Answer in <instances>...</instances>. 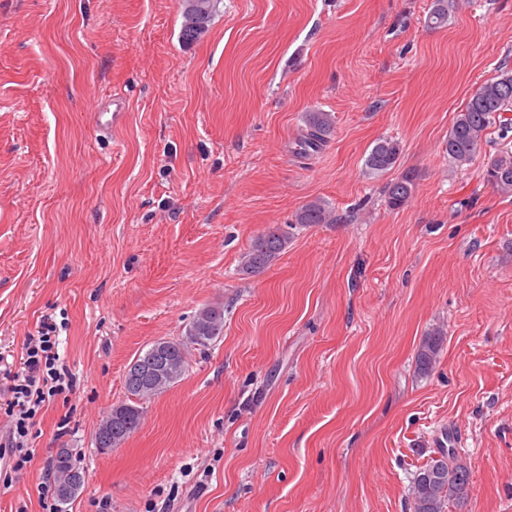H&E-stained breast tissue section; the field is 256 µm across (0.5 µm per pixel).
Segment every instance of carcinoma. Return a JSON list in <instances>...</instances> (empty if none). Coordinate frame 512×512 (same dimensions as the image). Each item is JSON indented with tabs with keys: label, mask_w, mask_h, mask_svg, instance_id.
Here are the masks:
<instances>
[{
	"label": "carcinoma",
	"mask_w": 512,
	"mask_h": 512,
	"mask_svg": "<svg viewBox=\"0 0 512 512\" xmlns=\"http://www.w3.org/2000/svg\"><path fill=\"white\" fill-rule=\"evenodd\" d=\"M218 7V0H182V21L179 37L183 44L201 41L209 29ZM512 109V74L506 72L495 80L479 85L456 113L448 132L446 151L458 163L471 161L478 153L488 130L502 113ZM306 126L304 144L317 147L326 141L334 125L330 112L312 111L303 116ZM400 154V145L394 139L379 140L370 150L365 165L371 171L383 173L393 168ZM484 177L497 192L512 195V151H503L488 159ZM415 188V178L409 173L388 184L385 194L392 210L406 206ZM331 210L325 201L311 200L297 211L294 223L326 224L331 221ZM288 246V231L278 227L259 235L251 248L242 255L239 271L244 276H255L267 269ZM224 334V308L205 306L193 317L186 340L160 339L153 346L160 348L163 362L141 382L125 372L124 388L134 402L112 406L101 418L94 432V443L105 439L107 449L117 448L134 433L143 420V403L164 393L177 384L188 368L189 347H208ZM444 333L435 329L428 333L417 352V367L421 372L431 371L442 348ZM441 465L430 460L416 471L411 486L413 512H465L468 495L469 468L455 450H441ZM53 492L67 491L64 504L73 501L85 483V469L80 451L61 448L51 467Z\"/></svg>",
	"instance_id": "1"
}]
</instances>
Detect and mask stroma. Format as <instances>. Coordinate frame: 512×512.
I'll return each mask as SVG.
<instances>
[{"instance_id":"stroma-1","label":"stroma","mask_w":512,"mask_h":512,"mask_svg":"<svg viewBox=\"0 0 512 512\" xmlns=\"http://www.w3.org/2000/svg\"><path fill=\"white\" fill-rule=\"evenodd\" d=\"M433 2L220 0L187 47L181 0H0V356L52 319L76 382L30 426L32 462L0 470V512H51L61 448L85 456L68 512H413L449 433L468 512H512V196L482 178L512 111L471 163L445 150L475 87L512 73V0H453L439 28ZM117 95L104 139L94 106ZM311 110L335 117L316 149ZM383 138L400 156L374 174ZM314 199L334 221L240 275ZM207 305L223 336L97 450L129 363ZM400 154V145L394 139L379 140L370 150L365 165L371 171L383 173L393 168ZM415 188V178L409 173L388 184L385 194L387 206L397 210L406 206ZM288 246V231L283 228L259 235L251 248L242 255L239 271L243 276H255L267 269ZM444 335L442 330L435 329L428 333L423 340L417 352V367L419 371L429 372L434 368L439 358Z\"/></svg>"}]
</instances>
